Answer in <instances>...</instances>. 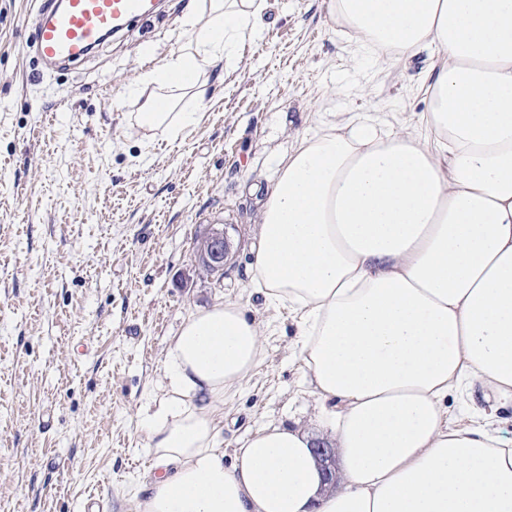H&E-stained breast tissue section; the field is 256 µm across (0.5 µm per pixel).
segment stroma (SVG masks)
Instances as JSON below:
<instances>
[{"label":"stroma","mask_w":512,"mask_h":512,"mask_svg":"<svg viewBox=\"0 0 512 512\" xmlns=\"http://www.w3.org/2000/svg\"><path fill=\"white\" fill-rule=\"evenodd\" d=\"M189 2L45 72L28 48L38 0H0V512H136L155 474L139 421L164 396L171 338L223 300L265 349L219 408L225 462L273 423L322 432L297 328L247 276L259 211L297 137L357 112L417 126L427 59H354L324 0H268L262 37L172 140L138 126L136 81L146 54L185 46ZM215 228L232 252L220 279L193 250ZM491 406L512 425V401L478 387L449 411L463 425Z\"/></svg>","instance_id":"stroma-1"}]
</instances>
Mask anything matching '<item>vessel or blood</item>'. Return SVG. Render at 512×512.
<instances>
[{"label": "vessel or blood", "instance_id": "b4317fda", "mask_svg": "<svg viewBox=\"0 0 512 512\" xmlns=\"http://www.w3.org/2000/svg\"><path fill=\"white\" fill-rule=\"evenodd\" d=\"M158 0H42L32 49L45 69L85 60L128 20L153 17Z\"/></svg>", "mask_w": 512, "mask_h": 512}]
</instances>
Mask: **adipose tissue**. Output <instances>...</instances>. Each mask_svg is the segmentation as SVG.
I'll return each instance as SVG.
<instances>
[{
	"label": "adipose tissue",
	"instance_id": "1",
	"mask_svg": "<svg viewBox=\"0 0 512 512\" xmlns=\"http://www.w3.org/2000/svg\"><path fill=\"white\" fill-rule=\"evenodd\" d=\"M267 0H196L187 46L145 69L139 125L179 135L236 69ZM354 54H428L422 128L358 112L297 138L259 215L250 279L299 330L342 481L310 436L269 426L225 465L216 412L261 363L242 305L192 313L144 420L156 476L137 512H512V437L454 425L473 386L512 400V0H327Z\"/></svg>",
	"mask_w": 512,
	"mask_h": 512
}]
</instances>
